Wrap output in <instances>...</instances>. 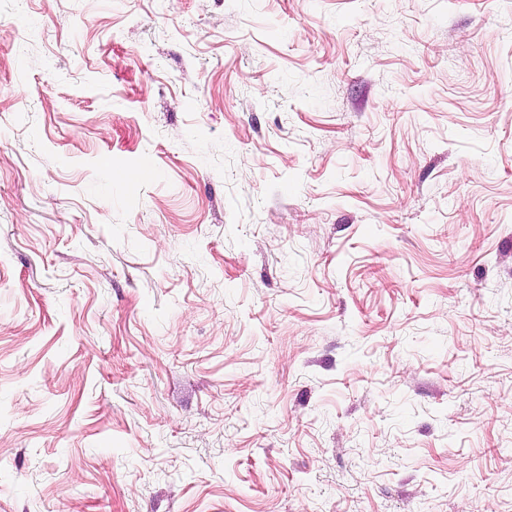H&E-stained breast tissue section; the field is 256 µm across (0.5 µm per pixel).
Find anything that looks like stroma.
Instances as JSON below:
<instances>
[{"label": "stroma", "instance_id": "stroma-1", "mask_svg": "<svg viewBox=\"0 0 512 512\" xmlns=\"http://www.w3.org/2000/svg\"><path fill=\"white\" fill-rule=\"evenodd\" d=\"M0 512H512V0H0Z\"/></svg>", "mask_w": 512, "mask_h": 512}]
</instances>
